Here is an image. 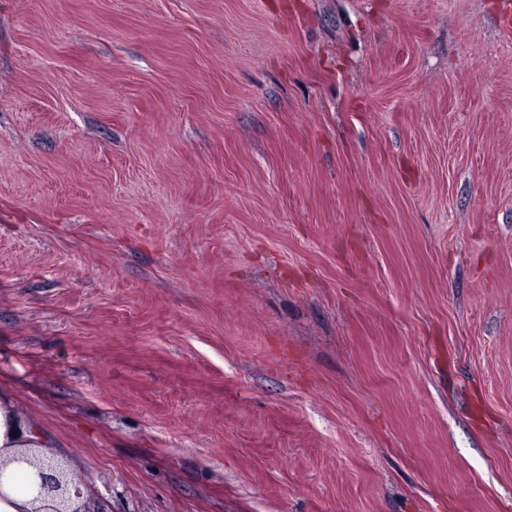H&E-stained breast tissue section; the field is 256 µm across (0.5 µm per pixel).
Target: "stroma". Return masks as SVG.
Wrapping results in <instances>:
<instances>
[{
  "label": "stroma",
  "instance_id": "35a3bbf8",
  "mask_svg": "<svg viewBox=\"0 0 512 512\" xmlns=\"http://www.w3.org/2000/svg\"><path fill=\"white\" fill-rule=\"evenodd\" d=\"M512 0H0V397L109 512H512Z\"/></svg>",
  "mask_w": 512,
  "mask_h": 512
}]
</instances>
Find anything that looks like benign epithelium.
<instances>
[{"mask_svg": "<svg viewBox=\"0 0 512 512\" xmlns=\"http://www.w3.org/2000/svg\"><path fill=\"white\" fill-rule=\"evenodd\" d=\"M13 460L33 469L35 500L41 502L34 512H104L101 508L73 506L72 497L78 498L82 492L62 461L29 450L14 456Z\"/></svg>", "mask_w": 512, "mask_h": 512, "instance_id": "benign-epithelium-1", "label": "benign epithelium"}]
</instances>
